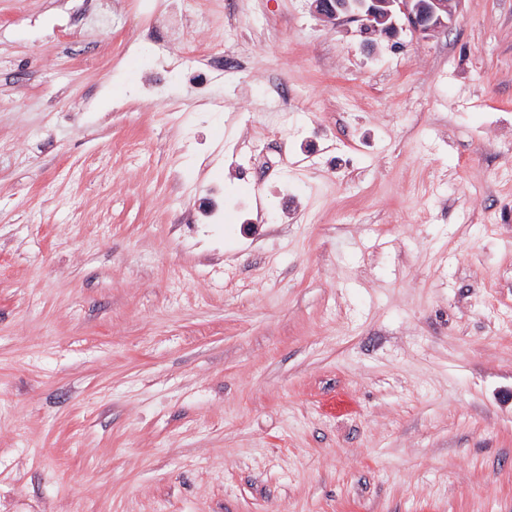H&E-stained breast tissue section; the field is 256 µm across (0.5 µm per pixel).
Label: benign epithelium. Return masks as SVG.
<instances>
[{
	"mask_svg": "<svg viewBox=\"0 0 512 512\" xmlns=\"http://www.w3.org/2000/svg\"><path fill=\"white\" fill-rule=\"evenodd\" d=\"M459 0H314L315 13L329 21L358 23L363 36L395 39L404 30L428 36L446 30Z\"/></svg>",
	"mask_w": 512,
	"mask_h": 512,
	"instance_id": "obj_1",
	"label": "benign epithelium"
}]
</instances>
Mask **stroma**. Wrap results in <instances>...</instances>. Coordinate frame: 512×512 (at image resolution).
<instances>
[{
    "label": "stroma",
    "mask_w": 512,
    "mask_h": 512,
    "mask_svg": "<svg viewBox=\"0 0 512 512\" xmlns=\"http://www.w3.org/2000/svg\"><path fill=\"white\" fill-rule=\"evenodd\" d=\"M179 7L0 0V512H512V0ZM214 182L261 220L190 231ZM315 13L328 21L357 22L362 36L395 39L409 30L428 36L447 30L459 0H314Z\"/></svg>",
    "instance_id": "35a3bbf8"
}]
</instances>
